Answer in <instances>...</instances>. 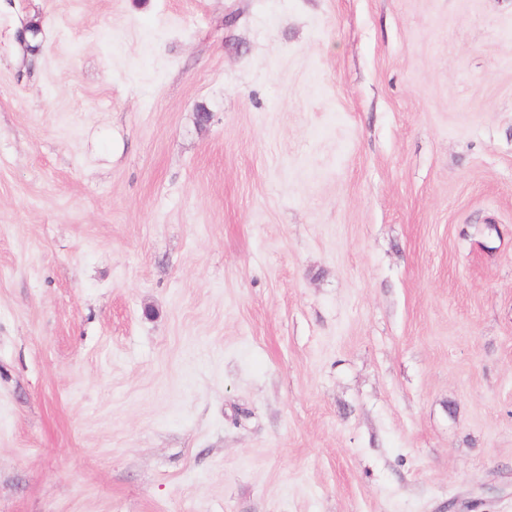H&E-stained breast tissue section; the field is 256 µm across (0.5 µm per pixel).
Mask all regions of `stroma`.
Here are the masks:
<instances>
[{
  "instance_id": "35a3bbf8",
  "label": "stroma",
  "mask_w": 512,
  "mask_h": 512,
  "mask_svg": "<svg viewBox=\"0 0 512 512\" xmlns=\"http://www.w3.org/2000/svg\"><path fill=\"white\" fill-rule=\"evenodd\" d=\"M0 512H512V0H0Z\"/></svg>"
}]
</instances>
